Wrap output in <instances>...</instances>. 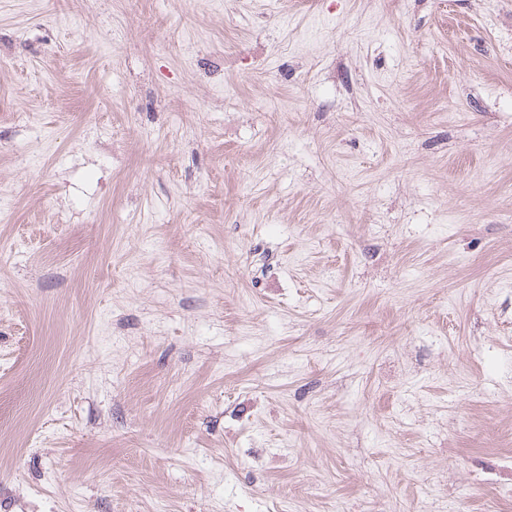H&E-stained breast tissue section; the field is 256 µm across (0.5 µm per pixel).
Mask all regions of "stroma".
Instances as JSON below:
<instances>
[{
	"instance_id": "35a3bbf8",
	"label": "stroma",
	"mask_w": 512,
	"mask_h": 512,
	"mask_svg": "<svg viewBox=\"0 0 512 512\" xmlns=\"http://www.w3.org/2000/svg\"><path fill=\"white\" fill-rule=\"evenodd\" d=\"M0 205V512H512V0H0Z\"/></svg>"
}]
</instances>
